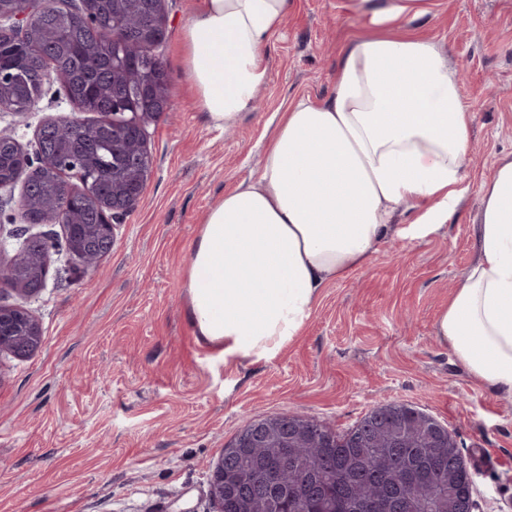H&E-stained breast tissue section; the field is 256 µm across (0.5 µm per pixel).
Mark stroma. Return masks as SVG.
Listing matches in <instances>:
<instances>
[{
  "mask_svg": "<svg viewBox=\"0 0 512 512\" xmlns=\"http://www.w3.org/2000/svg\"><path fill=\"white\" fill-rule=\"evenodd\" d=\"M357 0H293L268 48L271 77L233 126L198 107L180 31L201 0H168L160 48L171 109L147 127L154 169L95 272L50 256L37 296L0 288V305L43 328L32 355L0 354V512H215L210 463L246 421L305 415L343 434L402 403L445 427L475 474L474 512H512V394L473 380L435 334L479 257L480 185L512 154V0H421L413 34L436 43L472 112L454 215L421 237L399 211L369 264L322 288L297 338L268 362L228 365L187 318L189 247L208 210L258 173L278 113L328 98L341 45L369 32ZM75 107L52 84L0 131L35 152L49 116Z\"/></svg>",
  "mask_w": 512,
  "mask_h": 512,
  "instance_id": "35a3bbf8",
  "label": "stroma"
}]
</instances>
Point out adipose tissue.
<instances>
[{
	"label": "adipose tissue",
	"mask_w": 512,
	"mask_h": 512,
	"mask_svg": "<svg viewBox=\"0 0 512 512\" xmlns=\"http://www.w3.org/2000/svg\"><path fill=\"white\" fill-rule=\"evenodd\" d=\"M376 34L340 51L331 97L283 112L256 178L210 209L188 262V313L225 364L273 360L324 286L365 267L400 208L454 213L472 114L445 53L409 30L417 0H359ZM292 0H203L182 29L199 108L236 122L270 79L267 49ZM480 257L436 323L468 373L512 392V157L481 186Z\"/></svg>",
	"instance_id": "ef3b65f1"
}]
</instances>
